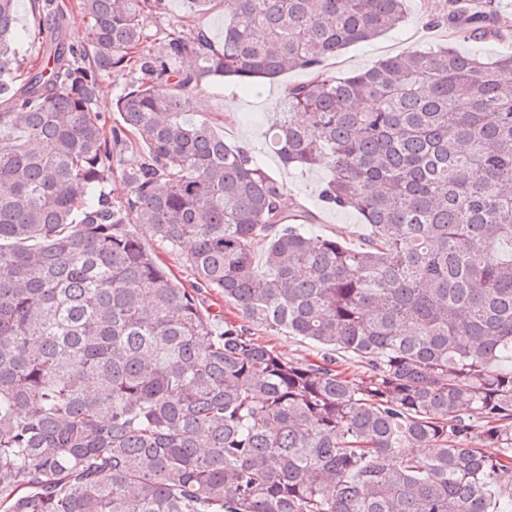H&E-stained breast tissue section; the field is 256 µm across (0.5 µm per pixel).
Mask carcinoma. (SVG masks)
Here are the masks:
<instances>
[{"label":"carcinoma","instance_id":"1","mask_svg":"<svg viewBox=\"0 0 512 512\" xmlns=\"http://www.w3.org/2000/svg\"><path fill=\"white\" fill-rule=\"evenodd\" d=\"M0 0V512H501L512 501V55L324 63L399 27L405 0H221L224 42L168 34L161 0ZM460 26L496 34L476 13ZM40 58L19 63L29 37ZM311 74L275 108L284 164L326 167L359 248L308 213L189 92ZM136 71L96 110L102 75ZM129 150L138 158L128 164ZM127 193L107 189L114 174ZM185 248L175 284L135 225ZM263 272H258L256 260ZM203 289L241 320L204 313ZM286 329L367 369L286 358ZM429 448L421 456L412 448Z\"/></svg>","mask_w":512,"mask_h":512}]
</instances>
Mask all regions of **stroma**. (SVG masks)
Segmentation results:
<instances>
[{
	"mask_svg": "<svg viewBox=\"0 0 512 512\" xmlns=\"http://www.w3.org/2000/svg\"><path fill=\"white\" fill-rule=\"evenodd\" d=\"M475 10L499 19L493 40L478 42L465 37L458 17ZM406 14L403 26L377 40L348 47L329 61L328 70L340 76L364 70L387 56L437 45L466 53L478 52L488 59L512 54V0H406ZM148 24L153 37L147 49L153 54L162 53L166 36L173 31L188 36L202 29L214 41L224 39V9L219 0L194 12L189 10L186 0H162ZM308 78L306 71L291 70L276 81L250 88L211 83L188 94L186 110L193 116L209 117L225 142L245 147L257 155L265 169L283 181L288 197L309 213L305 223L309 236L337 235L343 237L348 246L356 247L367 239L370 228L363 224L357 212L332 209L321 202L319 192L330 178L329 170L324 167L286 168L268 143L267 131L275 118L274 107L285 87ZM254 336L259 343L273 347L287 358L309 362L320 359V351L314 343L288 335L287 331L258 327Z\"/></svg>",
	"mask_w": 512,
	"mask_h": 512,
	"instance_id": "1",
	"label": "stroma"
}]
</instances>
